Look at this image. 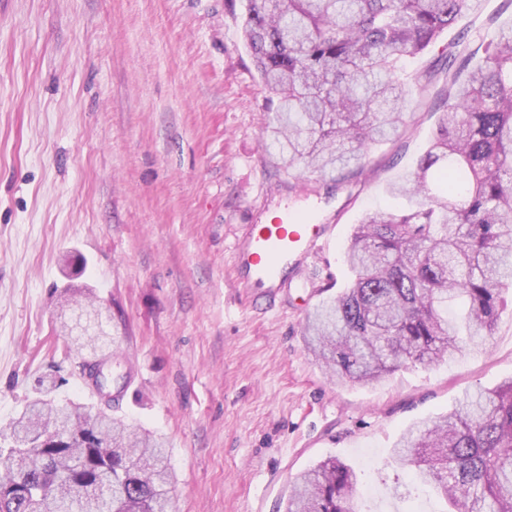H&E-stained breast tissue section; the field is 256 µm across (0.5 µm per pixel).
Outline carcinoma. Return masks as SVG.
<instances>
[{
  "label": "carcinoma",
  "instance_id": "obj_1",
  "mask_svg": "<svg viewBox=\"0 0 512 512\" xmlns=\"http://www.w3.org/2000/svg\"><path fill=\"white\" fill-rule=\"evenodd\" d=\"M483 0H246L243 35L276 98L283 166L304 177L362 169L369 146L404 126L405 87L438 72L441 111L428 148L391 183L399 212L365 214L344 253L345 288L308 315L306 348L338 381L372 383L435 365L492 335L512 288V26L471 65L462 41L445 65L406 76ZM106 340L80 337L97 358ZM0 430V512H167L163 442L53 392ZM396 458L449 512H512V378L465 394L407 429ZM354 468L328 458L302 473L285 512H355Z\"/></svg>",
  "mask_w": 512,
  "mask_h": 512
}]
</instances>
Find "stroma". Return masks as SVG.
I'll list each match as a JSON object with an SVG mask.
<instances>
[{
  "instance_id": "35a3bbf8",
  "label": "stroma",
  "mask_w": 512,
  "mask_h": 512,
  "mask_svg": "<svg viewBox=\"0 0 512 512\" xmlns=\"http://www.w3.org/2000/svg\"><path fill=\"white\" fill-rule=\"evenodd\" d=\"M244 0H0V427L57 396L166 443L170 512H284L328 458L359 474L357 512H443L393 448L464 391L512 378V288L494 336L464 357L340 383L306 349L307 315L343 288V253L391 181L428 146L438 103L409 91L406 123L363 174L334 185L285 171L269 93L242 36ZM512 0L445 32L488 42ZM337 227L291 272L274 309L234 283L246 225L283 211ZM86 261L68 275L61 259ZM92 289L130 383L103 407L56 323L68 283Z\"/></svg>"
}]
</instances>
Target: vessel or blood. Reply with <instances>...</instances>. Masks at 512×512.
I'll return each instance as SVG.
<instances>
[{"instance_id":"b4317fda","label":"vessel or blood","mask_w":512,"mask_h":512,"mask_svg":"<svg viewBox=\"0 0 512 512\" xmlns=\"http://www.w3.org/2000/svg\"><path fill=\"white\" fill-rule=\"evenodd\" d=\"M335 232V225L293 224L284 215L269 224L247 225L232 250L239 286L260 288L265 297H273L275 289L283 287L288 270L313 255Z\"/></svg>"}]
</instances>
